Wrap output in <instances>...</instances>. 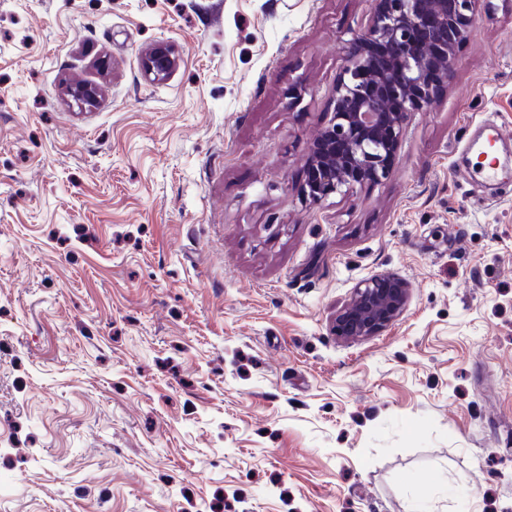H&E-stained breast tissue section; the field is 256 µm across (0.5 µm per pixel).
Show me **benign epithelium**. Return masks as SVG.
Listing matches in <instances>:
<instances>
[{
	"label": "benign epithelium",
	"mask_w": 512,
	"mask_h": 512,
	"mask_svg": "<svg viewBox=\"0 0 512 512\" xmlns=\"http://www.w3.org/2000/svg\"><path fill=\"white\" fill-rule=\"evenodd\" d=\"M376 2L372 26L349 43L333 116L308 158L314 179L303 196L312 204L388 177L407 124L448 82L453 46L475 20L474 0ZM369 42L382 44L384 56H366L362 48ZM176 64L173 48L162 44L142 56L141 70L160 80ZM409 293L407 283L392 275L363 280L336 317V335H375L402 314Z\"/></svg>",
	"instance_id": "benign-epithelium-1"
}]
</instances>
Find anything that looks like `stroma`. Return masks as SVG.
Segmentation results:
<instances>
[{"label":"stroma","mask_w":512,"mask_h":512,"mask_svg":"<svg viewBox=\"0 0 512 512\" xmlns=\"http://www.w3.org/2000/svg\"><path fill=\"white\" fill-rule=\"evenodd\" d=\"M375 10L0 0V512H512V169L471 151L512 153V0L389 177L312 205ZM375 274L402 315L336 336ZM173 51L171 46L162 44L142 56L141 70L144 75L152 80H160L167 76L178 61Z\"/></svg>","instance_id":"35a3bbf8"}]
</instances>
